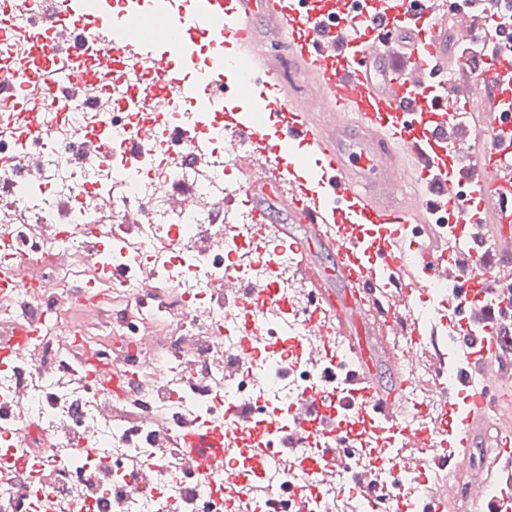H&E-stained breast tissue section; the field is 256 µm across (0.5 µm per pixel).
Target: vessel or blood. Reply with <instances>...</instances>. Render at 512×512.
<instances>
[{
	"instance_id": "1",
	"label": "vessel or blood",
	"mask_w": 512,
	"mask_h": 512,
	"mask_svg": "<svg viewBox=\"0 0 512 512\" xmlns=\"http://www.w3.org/2000/svg\"><path fill=\"white\" fill-rule=\"evenodd\" d=\"M372 0H37V64L0 63V101L16 104V122L31 116L35 96L78 95L79 76L64 77L70 59L118 54L137 72L164 87L151 101L168 111L181 100L195 112L221 106L220 132L248 144L236 159L239 176L225 185L220 211L250 207L260 233L296 253L301 291L316 303L309 334L296 338L305 363L319 367V386L303 391L288 408L291 424L273 441L242 448L239 435L252 411L230 404L220 420L188 419L174 441L188 467L224 463L222 488L235 512H250L251 493L235 476L242 455L264 458L271 447L316 448L315 481L331 486L340 472L349 491L372 487L366 461L342 455L343 418L355 409L373 424L372 447L389 449L397 471L423 463L419 450L429 430L406 428L411 370L399 362L387 336L411 327L418 344L437 346V325L462 320L457 346L462 364L451 388L439 389L445 408L465 401L454 452L433 458L439 469L471 457L478 437L493 434L491 466L512 462V408L489 407L488 384L504 383L512 369V137L504 138V86L512 85V52L503 50L476 94L462 77L466 57L448 54V29L470 27L465 13H450L447 0H402L398 9L373 15ZM156 30H137L142 15ZM207 42L211 61L197 65L194 49ZM293 71L307 85L291 94ZM466 113L481 137L468 144L463 125L449 111ZM188 128L159 135L144 128L129 154L169 152ZM415 177L413 189L401 177ZM461 217L469 249L449 262L454 246L444 235L426 239L437 211ZM453 281L424 320H411L405 305L435 283ZM276 305L274 289L227 275L229 311L253 299ZM37 319L0 336V366L36 335ZM477 512H512V495L476 491Z\"/></svg>"
}]
</instances>
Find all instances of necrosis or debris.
<instances>
[{"instance_id": "1", "label": "necrosis or debris", "mask_w": 512, "mask_h": 512, "mask_svg": "<svg viewBox=\"0 0 512 512\" xmlns=\"http://www.w3.org/2000/svg\"><path fill=\"white\" fill-rule=\"evenodd\" d=\"M34 22L30 0L0 9V59H33ZM73 67L84 96L34 103L30 129L0 110V237L9 239L17 264L32 257L40 271L35 287L0 307V325L28 315L40 323L0 369V512H57L62 505L68 512H229L223 494L183 478L179 450L161 449L159 440L176 435L186 416L211 417L223 402L261 405L271 394L283 408L316 383L317 369L278 356L305 333L313 309L288 279L299 258L271 252L245 210L236 215V238L225 240L212 204L223 196L228 169L203 177L189 157L204 149L232 156L239 148L230 140L200 135L168 163L154 155L132 167L86 160L74 131L95 134L116 119L134 128L154 116L141 95L146 77L129 78L116 60ZM185 193L196 198L194 208L175 205ZM203 231L210 244H199ZM236 248L255 256L239 276L275 284L285 303L277 316L253 303L232 319L216 299L224 253ZM110 267L121 269V280L105 278ZM158 291L173 297L155 299ZM87 313L104 315L97 333L86 330ZM249 319L274 322L266 339L274 350L242 361L239 376L226 380L224 355L237 350ZM160 325L167 335H153ZM119 355L140 378L124 395L140 410L131 421L87 379L92 366ZM292 455L289 462L240 458L242 481L270 482L255 512H276L278 500L300 484L307 512H331L329 490L309 480L314 449ZM134 466L147 471L151 494L131 483Z\"/></svg>"}]
</instances>
